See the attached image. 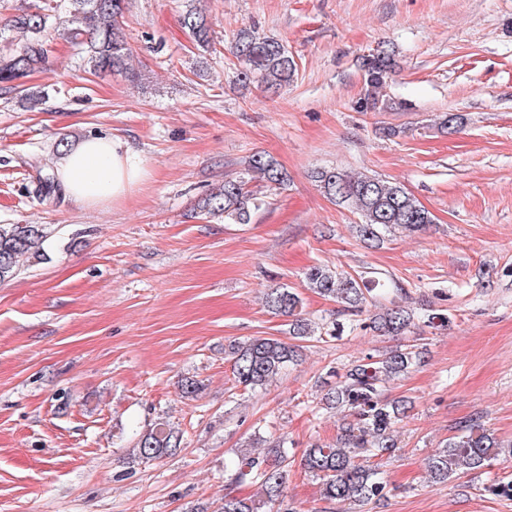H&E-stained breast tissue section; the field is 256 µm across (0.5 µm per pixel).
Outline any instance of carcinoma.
<instances>
[{
    "label": "carcinoma",
    "mask_w": 512,
    "mask_h": 512,
    "mask_svg": "<svg viewBox=\"0 0 512 512\" xmlns=\"http://www.w3.org/2000/svg\"><path fill=\"white\" fill-rule=\"evenodd\" d=\"M68 4L66 37L79 50L86 66L94 74H121L135 78L130 67L132 49L120 24L125 0H65ZM197 47L207 49L212 42L211 25L200 10L189 8L180 17ZM13 28L18 38L10 53L0 55V84L22 85V80L48 63L47 36L50 14L41 9L20 14ZM232 53L243 65L241 80H257L275 93L294 82L296 63L279 40L261 37L251 29L240 30ZM396 67L395 52L380 47L362 62L365 73L363 108L375 109L382 103V91ZM325 195L339 205L352 207L361 217L356 225L360 240L378 245L383 236L396 230L417 232L434 223L433 214L401 185L375 176H352L337 168H319L313 172ZM260 180L272 188L288 182L287 173L270 156L252 155L247 167L208 193L198 202L200 212L224 219L226 224H249L264 200L250 189ZM60 189L54 173L39 179L32 194L42 200ZM47 233L41 224H0V283L18 272L20 258L40 252ZM307 281L318 295L332 300L347 311L358 312L375 284L347 272L327 266H314ZM265 307L274 316L290 319L288 340L256 337L234 343L228 348L235 380L246 389L268 385L289 366L299 362V342L315 335L320 327L302 317V299L292 288L269 289ZM414 322L412 310L394 305L372 317L373 328L383 335L406 333ZM418 352L407 346L390 351L368 363L351 364L336 374V384L325 395V404L343 412L336 443L314 444L305 449V472L321 481V500L348 503L366 512V507L384 497L386 484L379 468L384 458L398 449L395 427L408 418L411 402L384 396V384L397 380L416 365ZM182 434L169 423L158 420L139 434L134 455L139 459H165L180 448ZM512 448H502L492 434L476 422L461 428L448 439L428 462L430 482L445 483L471 471L482 470ZM288 477V453L283 442L270 444L258 452L240 451L237 462L227 474L221 512H260L266 505L276 512H296L285 494ZM244 485L255 486L258 494L244 496Z\"/></svg>",
    "instance_id": "cac0c4a2"
}]
</instances>
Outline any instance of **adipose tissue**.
<instances>
[{
    "mask_svg": "<svg viewBox=\"0 0 512 512\" xmlns=\"http://www.w3.org/2000/svg\"><path fill=\"white\" fill-rule=\"evenodd\" d=\"M140 157L117 139L90 137L64 150L57 177L66 192L88 207L124 201L149 178Z\"/></svg>",
    "mask_w": 512,
    "mask_h": 512,
    "instance_id": "ef3b65f1",
    "label": "adipose tissue"
}]
</instances>
